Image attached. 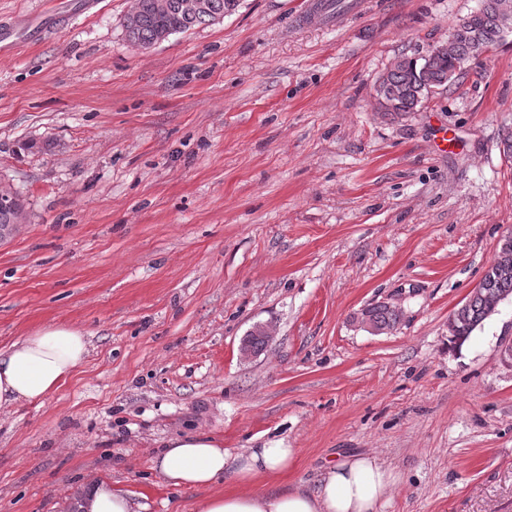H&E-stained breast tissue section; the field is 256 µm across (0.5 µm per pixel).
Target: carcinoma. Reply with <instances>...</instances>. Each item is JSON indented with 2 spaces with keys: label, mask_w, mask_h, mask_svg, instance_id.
<instances>
[{
  "label": "carcinoma",
  "mask_w": 512,
  "mask_h": 512,
  "mask_svg": "<svg viewBox=\"0 0 512 512\" xmlns=\"http://www.w3.org/2000/svg\"><path fill=\"white\" fill-rule=\"evenodd\" d=\"M502 0H479L478 8L459 20L452 39L434 47L422 64L401 59L394 63L378 89L380 108L402 114L414 112L430 89L453 80L470 61L478 59L483 47L499 42L505 29L512 27V16L502 13ZM239 0H168L163 11L153 7V0H143L139 22L124 28L126 38L141 49L157 44L160 33L171 35L211 25L232 13ZM24 201L16 199L11 206H0V228L25 221ZM512 297V245H503L500 255L485 274L482 283L464 303L449 316L451 340L461 344L486 319L498 311L500 304ZM402 311L377 302L362 308L353 321L367 322L382 334L397 329Z\"/></svg>",
  "instance_id": "cac0c4a2"
}]
</instances>
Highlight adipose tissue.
Wrapping results in <instances>:
<instances>
[{"mask_svg":"<svg viewBox=\"0 0 512 512\" xmlns=\"http://www.w3.org/2000/svg\"><path fill=\"white\" fill-rule=\"evenodd\" d=\"M90 341L80 327L48 323L0 349V408L42 404L44 399L84 364ZM297 449L268 442L239 454L224 450L211 437L171 439L155 454L151 468L175 488L203 491L197 512H380L398 481L393 469L370 453L338 457L327 466L314 490L281 485L258 488L259 480L287 472ZM235 490L217 492L224 479ZM80 512H141L130 493L106 481L83 488Z\"/></svg>","mask_w":512,"mask_h":512,"instance_id":"1","label":"adipose tissue"}]
</instances>
